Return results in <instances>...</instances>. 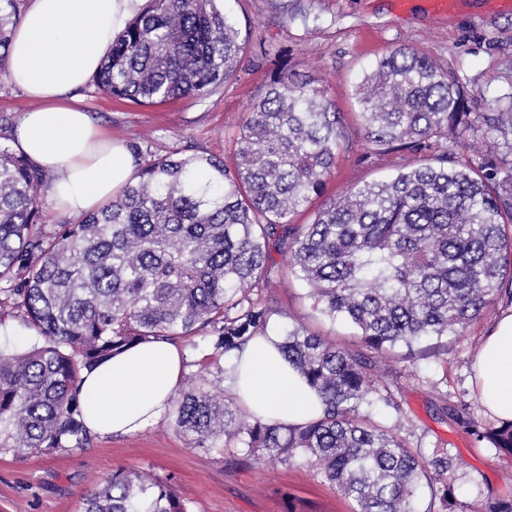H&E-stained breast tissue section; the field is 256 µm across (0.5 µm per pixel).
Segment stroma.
<instances>
[{
  "instance_id": "obj_1",
  "label": "stroma",
  "mask_w": 512,
  "mask_h": 512,
  "mask_svg": "<svg viewBox=\"0 0 512 512\" xmlns=\"http://www.w3.org/2000/svg\"><path fill=\"white\" fill-rule=\"evenodd\" d=\"M393 0H222L251 51L236 80L203 99L185 98L137 105L79 90L76 97L113 139L141 145L144 157L196 154L227 157L250 104L264 91L270 62L287 57L300 73L316 77L347 124L336 167L322 196L296 214L294 223H312L316 213L353 187L387 178L401 166L433 162L440 153L474 167L487 154L480 136L463 144L434 145L414 155L367 154L354 86L364 69L397 46L436 57L453 72L463 91L475 95L482 112L512 110V10L490 0H461L452 16H434L422 6L398 14ZM275 298L267 330L282 334L302 325L340 346L357 347L356 331L316 313L303 288L278 259ZM512 311L499 299L481 316L437 348L405 357L392 354L390 366L372 368L379 388L411 421L410 447L425 454L447 451L448 477L456 512H489L496 499L512 497V458L477 440L473 427L487 428L495 417L474 387L475 354L497 320ZM118 468L143 471L168 481L191 512H286L282 492L295 494L313 512H350L351 503L316 468L295 464L239 463L222 452L196 448L191 436L170 418L124 437L93 436L89 445L36 455L0 454V512H79L84 496Z\"/></svg>"
}]
</instances>
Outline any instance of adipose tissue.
<instances>
[{
	"label": "adipose tissue",
	"instance_id": "obj_1",
	"mask_svg": "<svg viewBox=\"0 0 512 512\" xmlns=\"http://www.w3.org/2000/svg\"><path fill=\"white\" fill-rule=\"evenodd\" d=\"M144 0H28L15 27L5 68L37 108L24 113L13 144L51 178L55 207L80 217L99 209L130 182L133 154L112 141L71 91L97 71L113 39ZM270 334L249 344L224 374V387L253 415L299 425L318 417L317 397L282 359ZM475 386L481 404L512 420V313L503 315L477 350ZM184 372L176 343L156 340L105 361L87 374L80 394L86 428L129 435L162 419Z\"/></svg>",
	"mask_w": 512,
	"mask_h": 512
}]
</instances>
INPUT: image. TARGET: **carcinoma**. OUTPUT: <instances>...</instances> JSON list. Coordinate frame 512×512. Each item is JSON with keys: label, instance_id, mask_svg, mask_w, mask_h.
Segmentation results:
<instances>
[{"label": "carcinoma", "instance_id": "1", "mask_svg": "<svg viewBox=\"0 0 512 512\" xmlns=\"http://www.w3.org/2000/svg\"><path fill=\"white\" fill-rule=\"evenodd\" d=\"M218 2L147 0L112 41L95 89L154 105L204 98L232 80L245 41ZM22 6L0 0L1 76ZM356 98L374 151L415 154L480 132L493 154L512 135L511 112L475 111L449 69L408 47L365 71ZM344 128L318 79L276 61L231 160L156 157L99 210L50 229L47 176L0 142V310L36 334L25 351H0V452L86 446L84 372L136 344L201 331L210 362L170 411L196 447L213 450L222 437L245 458L311 463L352 512H454L448 455L410 448L399 420H374L399 408L359 353L302 326L283 334V357L324 405L302 426L241 420L214 393L224 362L266 334L273 298L254 293L269 290L275 253L289 255L314 311L351 323L381 355L460 333L512 282V173L450 166L446 151L354 187L311 224L291 223L324 191ZM474 434L512 457V421ZM83 512L190 510L168 482L117 469Z\"/></svg>", "mask_w": 512, "mask_h": 512}]
</instances>
